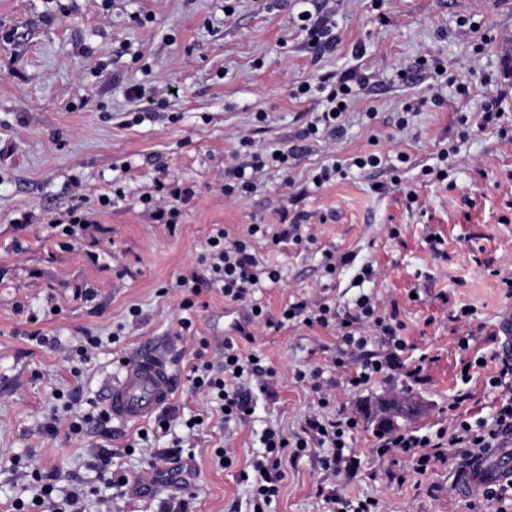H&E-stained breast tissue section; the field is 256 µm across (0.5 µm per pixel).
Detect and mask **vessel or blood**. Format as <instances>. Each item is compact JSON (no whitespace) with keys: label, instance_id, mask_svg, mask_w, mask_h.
<instances>
[{"label":"vessel or blood","instance_id":"1","mask_svg":"<svg viewBox=\"0 0 512 512\" xmlns=\"http://www.w3.org/2000/svg\"><path fill=\"white\" fill-rule=\"evenodd\" d=\"M173 389V376L167 364L147 345L123 366L109 389L107 406L114 419L137 424L167 405Z\"/></svg>","mask_w":512,"mask_h":512}]
</instances>
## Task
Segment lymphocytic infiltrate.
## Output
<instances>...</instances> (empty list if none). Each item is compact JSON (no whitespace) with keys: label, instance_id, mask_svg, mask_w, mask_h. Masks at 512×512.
I'll return each mask as SVG.
<instances>
[{"label":"lymphocytic infiltrate","instance_id":"lymphocytic-infiltrate-1","mask_svg":"<svg viewBox=\"0 0 512 512\" xmlns=\"http://www.w3.org/2000/svg\"><path fill=\"white\" fill-rule=\"evenodd\" d=\"M319 92L324 93L326 107L317 115L314 121L307 124L303 131L304 138H315L325 134L333 136L344 128L346 107L355 97V91L348 82L343 80L331 81L321 78ZM294 155L293 148H281L280 151L265 150L251 153L248 161L227 168L224 171V191L228 194L250 193L256 186L259 175L265 169L287 171L289 160ZM161 198L145 196L144 205L156 211L158 221L165 224L168 231H176L181 216L183 204L188 203L194 196L192 187L186 185H168L162 189ZM298 225L282 228L277 233H269L267 225L253 224L248 229V239L230 238L225 229H216L210 235L200 261L206 270L205 277L186 279L176 282L177 287L187 289L188 294L182 300L181 307L187 315L180 320L182 330H190L192 320L190 311L197 305V299L203 289H219L225 300L247 304L252 321L264 323L266 327L278 329L293 316H307L310 324L328 326L332 317L330 306L321 304L315 310H308L306 303L297 302L290 305L288 312L282 313L280 319L269 317L266 309L260 308L253 295L260 288L262 280L279 281L280 274L273 267L263 265L252 252L249 240L260 235L270 237L272 243L278 244L296 236ZM358 315L343 319L340 323L342 340L346 346L358 348L365 344L364 335L358 334L356 326L360 320H367L379 330L382 335L393 341V348L385 359L366 361L359 371L349 375L347 383L357 389L386 369L399 368V354L406 344L399 339L403 331L402 322L391 323L386 317L378 314L369 298L357 299ZM276 372L272 367L263 365L262 358L254 352H244L233 339H225L224 355L217 362H206L193 369L192 384L196 392L205 398L218 403L225 421L243 422L248 418L257 394H269L272 380ZM355 418L342 413L334 416L310 417L302 435L288 438L275 428H267L262 436L264 452L261 459L255 460L250 470L240 471L241 482L250 489L251 512H268L269 506L280 493L281 482L284 478L282 461L285 454L300 456L310 447L317 444L327 447L328 453L321 459L324 470L346 469L354 472L358 469L356 457L347 455L346 439L357 428ZM512 436V398L502 403L493 422H470L466 417H458L452 432L447 439L430 435H413L407 433H392L381 437L376 453L379 457L391 455L394 450H402L411 456L415 473L426 474L432 465L444 454L442 445L462 447L465 456L470 460H478L483 451L497 447L504 436Z\"/></svg>","mask_w":512,"mask_h":512}]
</instances>
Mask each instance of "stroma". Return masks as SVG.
<instances>
[{
  "label": "stroma",
  "mask_w": 512,
  "mask_h": 512,
  "mask_svg": "<svg viewBox=\"0 0 512 512\" xmlns=\"http://www.w3.org/2000/svg\"><path fill=\"white\" fill-rule=\"evenodd\" d=\"M302 11L328 18L333 49L311 48L295 22ZM508 33L512 0H384L379 9L374 0H0V512L38 494L36 469L56 472V496L83 490L80 512H163L182 499L188 512H249L239 472L261 456L263 431L291 436L324 411L357 419L348 446L358 470H323L315 447L286 457L273 512H323L332 491L372 496L382 512H483L458 450L416 474L403 455L375 454L367 412L379 400L410 397L418 407L397 432L433 434L452 428L456 394H467L462 409L474 421L491 419L511 394L490 383L503 346L512 344L502 326L512 299L489 273L512 275ZM423 58L444 65L448 78L419 70ZM403 71L410 80L400 79ZM325 75L351 79L356 97L340 137L305 140L303 129L325 104L297 89ZM460 82L468 99L457 93ZM137 85L165 101L140 124L128 96ZM411 100L420 108L403 113ZM492 100L505 113L480 127ZM370 109L375 118H367ZM245 135L255 147L298 153L288 175L267 172L251 194L227 197L224 168ZM454 144L447 183L424 181L422 168ZM367 151L381 153L385 165L311 183L321 165ZM161 181L195 191L172 235L142 202ZM115 188L122 198L102 207L99 195ZM75 205L93 211L94 222L67 247L49 223ZM285 222L299 225L301 242L275 245L247 232L264 224L273 233ZM219 227L249 239L259 260L279 271L278 283L255 292L271 318L299 301L329 305L342 318L368 295L380 315L404 322L403 358L425 357L422 374L390 371L351 389L347 373L388 351L371 324L360 326L366 345L345 350L336 324L295 321L277 331L250 324L246 308L215 288L204 290L203 308L182 331L175 283L204 275L199 258ZM433 236L443 239L441 252L432 250ZM346 254L353 262L325 272L328 258ZM367 263L374 272L363 281ZM165 284L168 294L158 295ZM463 306L472 316L458 318ZM132 307L138 317L129 316ZM238 323L248 324L250 337L236 334ZM86 336L101 345L84 363L73 350ZM228 337L259 351L276 372L273 395L258 396L244 424L225 422L191 388L193 367L222 358ZM145 344L174 378L168 435L151 434L148 421L116 420L68 435L72 414L103 406L121 361ZM315 368L323 372L319 394L297 378ZM73 390L79 400L69 408L63 397ZM198 414L203 424L187 430L185 421ZM53 416L63 426L54 436L44 430ZM177 437L190 458L192 493L155 485L138 496L104 485L98 454L111 453L113 469L135 479ZM221 450L230 467L219 464Z\"/></svg>",
  "instance_id": "1"
}]
</instances>
